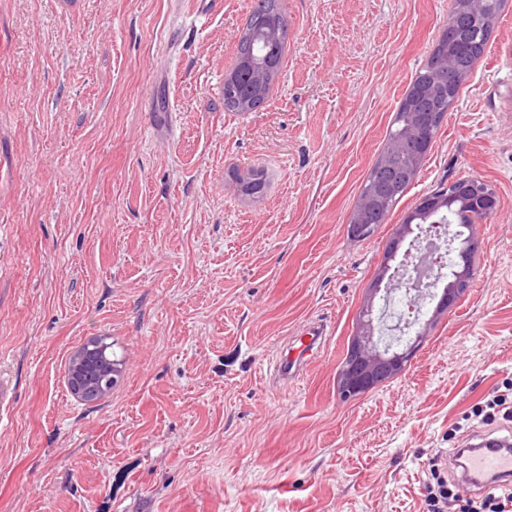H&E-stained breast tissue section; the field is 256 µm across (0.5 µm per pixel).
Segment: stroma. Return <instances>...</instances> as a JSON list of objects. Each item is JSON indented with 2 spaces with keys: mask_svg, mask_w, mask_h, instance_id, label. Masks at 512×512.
<instances>
[{
  "mask_svg": "<svg viewBox=\"0 0 512 512\" xmlns=\"http://www.w3.org/2000/svg\"><path fill=\"white\" fill-rule=\"evenodd\" d=\"M255 0H0V512H428L429 461L512 404V0L386 224L347 231L453 0H287L263 106L224 109ZM265 173L242 197L232 173ZM495 190L467 296L406 371L337 375L395 225ZM323 321L296 384L277 353ZM111 343L102 399L71 355ZM108 345L101 339H92L79 350L83 354L87 365L95 371L93 385L85 390V393L82 390L81 383L83 378H90L91 369L86 365L78 352L72 357L70 375L72 376L71 381L76 388V390H73V393L78 399L82 400L81 396L85 394V401H95L110 392L116 385V378L120 374L119 366L121 364L118 360L112 359V352H108L111 346Z\"/></svg>",
  "mask_w": 512,
  "mask_h": 512,
  "instance_id": "35a3bbf8",
  "label": "stroma"
}]
</instances>
